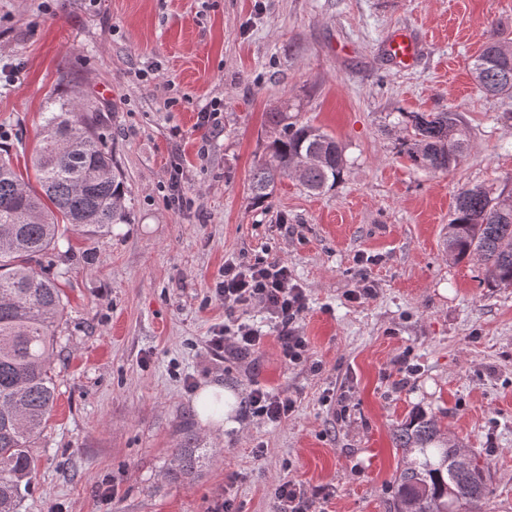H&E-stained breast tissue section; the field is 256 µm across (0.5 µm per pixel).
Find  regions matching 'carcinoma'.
<instances>
[{
	"label": "carcinoma",
	"instance_id": "1",
	"mask_svg": "<svg viewBox=\"0 0 512 512\" xmlns=\"http://www.w3.org/2000/svg\"><path fill=\"white\" fill-rule=\"evenodd\" d=\"M511 43L491 31L470 62L481 92L512 94V57L497 49ZM46 118L42 147L32 160L40 190L25 181L10 159L0 156V512H18L36 468L34 444L52 411L57 379L52 356L65 311L58 279L40 275L32 262L69 242L68 232L103 237L114 224H128L125 182L76 103L55 102ZM274 139L268 159L255 166L252 200L272 198L277 179L299 172L306 191L320 194L336 185L347 167L336 139L319 127L270 113ZM405 135L399 153L413 167L436 172L456 167L468 149V131L457 114L399 112ZM444 250L455 263L483 265L486 281L512 287V185L476 184L461 189L446 227ZM395 447L408 460L394 478L396 512H482L490 494L488 467L476 454L441 432L439 419L421 409L393 431ZM196 448L172 450L170 471L190 475Z\"/></svg>",
	"mask_w": 512,
	"mask_h": 512
}]
</instances>
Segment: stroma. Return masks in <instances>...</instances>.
Masks as SVG:
<instances>
[{"instance_id": "1", "label": "stroma", "mask_w": 512, "mask_h": 512, "mask_svg": "<svg viewBox=\"0 0 512 512\" xmlns=\"http://www.w3.org/2000/svg\"><path fill=\"white\" fill-rule=\"evenodd\" d=\"M400 29L420 47L402 70L384 51ZM493 29L512 35V0H58L50 14L0 0V67L17 70L0 82V153L24 168L51 101L77 97L131 212L37 267L63 275L67 306L58 396L19 512H221L228 500L270 512L284 481L314 512H395L392 433L419 408L488 464L484 512H512V287L443 250L458 191L512 181V98L484 96L469 69ZM214 100L222 129L208 137L197 122ZM283 105L334 136L348 168L315 196L281 177L256 205L250 175ZM400 111L457 113L461 163L413 168L389 124ZM177 166L179 209L167 199ZM258 257L287 262L305 291L306 364L283 362L257 304L238 316L267 332L260 352L209 350L225 319L214 282L225 262ZM403 354L414 373L395 369ZM205 385L231 393L226 423L201 419ZM258 385L292 398L290 416L245 415ZM190 433L196 471L171 479Z\"/></svg>"}]
</instances>
